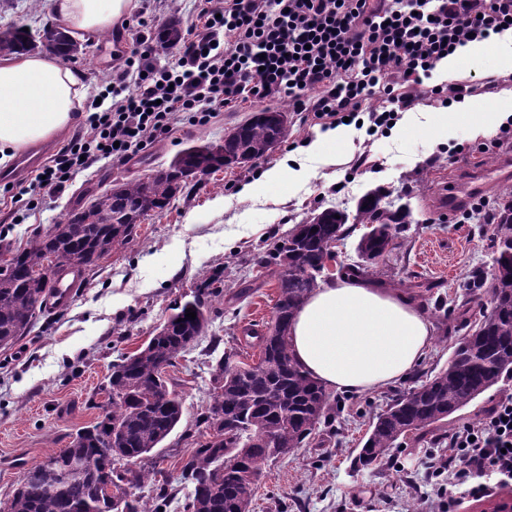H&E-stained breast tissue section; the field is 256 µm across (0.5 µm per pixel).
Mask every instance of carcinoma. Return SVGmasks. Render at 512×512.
Here are the masks:
<instances>
[{"instance_id":"carcinoma-1","label":"carcinoma","mask_w":512,"mask_h":512,"mask_svg":"<svg viewBox=\"0 0 512 512\" xmlns=\"http://www.w3.org/2000/svg\"><path fill=\"white\" fill-rule=\"evenodd\" d=\"M183 37L181 21L173 18L162 26L159 40L173 49ZM38 42L51 46L64 61L83 54L58 25H45L35 36L21 25L0 27V57L32 51ZM284 115L280 110L256 112L224 134V153L212 152L207 144L190 146L178 173L158 170L145 180L111 183L88 205L68 213L52 231L35 234L25 246L0 244V264L10 268L9 275L0 276V347L30 332L37 314L46 309L56 276L70 268L91 267L127 245L141 219L165 209L195 180L196 172L212 173L267 155ZM371 197L363 198L357 209L358 223L370 226L357 243L358 261L344 266L356 276L374 270L409 223L407 208L392 214L381 207L385 194L376 191ZM347 222L345 212L324 209L317 220L297 225L269 249L267 264L281 268L275 323L259 336L257 362L244 363L230 351L212 366V400L202 414L209 438L198 443L181 466V480L192 485L184 512L250 508L262 464L303 447L320 425L331 423L334 402L326 388L295 363L289 328L304 301L320 287V265L347 236ZM486 223L496 227L491 273L474 270L464 287L474 293L491 280L490 309L460 339L447 366L392 399L373 418L354 459L356 470L379 469L412 433L423 443L444 444L448 416L512 379V188L504 191ZM47 263L55 269L48 281L41 274ZM225 287L219 273L203 277L193 299L175 304L168 333L152 335L135 351L118 356L101 388L107 401L98 420L86 427V437H75L68 448L25 469L10 499V512H168L165 492L151 497L149 504L131 493L152 481L154 469H117L112 460H142L181 421L182 399L166 369L205 335L211 303L223 297ZM188 310L196 313L195 319H185ZM101 448L107 453H100Z\"/></svg>"}]
</instances>
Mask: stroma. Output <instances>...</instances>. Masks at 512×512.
<instances>
[{"instance_id":"stroma-1","label":"stroma","mask_w":512,"mask_h":512,"mask_svg":"<svg viewBox=\"0 0 512 512\" xmlns=\"http://www.w3.org/2000/svg\"><path fill=\"white\" fill-rule=\"evenodd\" d=\"M197 3L166 0L162 10L148 8L143 22L120 25L109 37H87L85 53L74 66L88 97L106 94L118 57L132 48V34L173 17L191 27ZM50 4L8 0L0 7V25L16 22L39 30L55 20ZM503 75L496 55L489 52L467 60L453 80L475 76L486 81L487 89L476 100L490 110L512 96V82L503 83ZM289 107L287 98L274 96L241 105L205 126L177 124L131 159L104 160L80 173L64 193L44 197L29 217L24 202L14 201L12 189L0 179V230L19 246L88 204L110 181L147 178L187 147L223 141L225 132L253 112L271 108L288 113L287 133L275 151L247 167L187 184L167 210L145 217L131 244L88 268L67 304L40 313L28 335L11 348H0V500L11 496L25 468L60 452L81 428L96 422L98 405L105 400L98 389L113 361L134 351L168 318L177 299L220 269L226 289L223 300L212 305L206 335L169 370L180 382L182 419L150 456L156 483L168 484L173 495L170 512H183L191 488L179 479L181 463L208 434L200 417L211 397V354L232 350L245 362L257 361L255 336L273 315L278 270L267 265V249L323 209L337 207L356 216L359 201L380 189L394 205L410 210L411 222L370 279L384 288L413 283L412 294L434 327L433 342L408 378L371 393L335 392L331 438L315 432L304 447L267 461L251 512H425V469L413 453L419 445L415 436H408L399 452L401 467L356 472L351 460L375 414L414 388L419 377L446 366L455 344L468 332V324L440 308L439 300H469L476 315L488 308L487 291L469 298L463 284L474 266L491 269L493 227L468 216L466 207L443 208L439 199L465 177L492 171L501 158L512 156V144L491 149L501 135L497 126L476 137L460 124L443 141L419 126L401 136L390 129L371 136L357 128L350 144L338 149L335 163L325 165L307 151L320 126L301 125ZM273 168L303 169L309 177L263 184L254 197L239 198L242 185L260 181ZM18 215L23 223H15ZM245 281L251 282L250 290H242Z\"/></svg>"}]
</instances>
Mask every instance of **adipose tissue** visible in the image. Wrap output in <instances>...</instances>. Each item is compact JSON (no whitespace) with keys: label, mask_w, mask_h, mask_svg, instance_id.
Returning a JSON list of instances; mask_svg holds the SVG:
<instances>
[{"label":"adipose tissue","mask_w":512,"mask_h":512,"mask_svg":"<svg viewBox=\"0 0 512 512\" xmlns=\"http://www.w3.org/2000/svg\"><path fill=\"white\" fill-rule=\"evenodd\" d=\"M133 0H52V13L75 41L112 30ZM85 97L79 75L49 52L0 59V164L32 144L59 136L77 119ZM512 112H478L472 103L433 114L434 125H470L486 134ZM296 363L323 386L371 392L410 376L433 337L410 295L352 275L325 280L291 322Z\"/></svg>","instance_id":"adipose-tissue-1"}]
</instances>
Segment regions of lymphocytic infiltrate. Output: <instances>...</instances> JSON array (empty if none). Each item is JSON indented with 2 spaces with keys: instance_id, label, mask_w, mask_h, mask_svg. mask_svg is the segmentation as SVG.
Instances as JSON below:
<instances>
[{
  "instance_id": "f902f5d3",
  "label": "lymphocytic infiltrate",
  "mask_w": 512,
  "mask_h": 512,
  "mask_svg": "<svg viewBox=\"0 0 512 512\" xmlns=\"http://www.w3.org/2000/svg\"><path fill=\"white\" fill-rule=\"evenodd\" d=\"M512 31V0H202L171 65L138 68L156 50L138 35L117 68L109 107L87 114L81 130L43 167L47 194L104 159L123 162L168 134L175 122L207 125L220 112L277 92L311 125H342L365 111L384 129L419 100L452 103L477 84L423 87L422 74L469 40ZM385 91L384 107L364 103ZM430 496L440 512L512 485V394L427 454Z\"/></svg>"
}]
</instances>
